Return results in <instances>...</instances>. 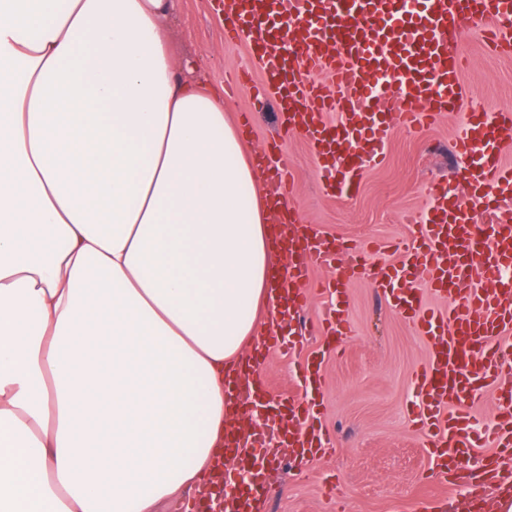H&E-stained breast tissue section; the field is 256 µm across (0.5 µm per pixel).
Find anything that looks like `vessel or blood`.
Returning a JSON list of instances; mask_svg holds the SVG:
<instances>
[{
	"mask_svg": "<svg viewBox=\"0 0 512 512\" xmlns=\"http://www.w3.org/2000/svg\"><path fill=\"white\" fill-rule=\"evenodd\" d=\"M487 17L490 46L511 51L512 0H224L226 40L255 32L254 58L265 75L261 90L277 100L285 131L307 136L329 193L356 191L359 174L378 161L391 128L418 131L462 110L455 149L476 162L468 172L473 193L452 198L446 185L436 184L424 234L407 246L401 266L377 274L385 296L429 342V362L417 376L424 404L415 421L433 427L441 407H448L438 444L452 455L472 452L473 424L464 407L490 386L498 391L501 414L485 433L496 445L512 443V385L505 382L512 375V210L504 206L512 199V168L498 154L500 134L512 128V110L490 112L466 95L465 59L453 48L465 23ZM329 112L337 113L336 124L325 122ZM279 248L286 261L278 272L277 324L262 338L268 350L291 347L277 325L304 310L309 266L334 272L322 288L338 296L343 282L362 272L342 264L340 241H323L314 232L282 234ZM410 277L446 300L447 311L400 289ZM263 366V357L248 355L243 373L227 383V403H281L289 415L273 433L243 438L231 432L224 451L237 465L224 471L228 485L235 483L237 467L265 471L280 448L330 451L326 433L314 425V404L297 392L273 394ZM480 471L483 487L511 483L512 455L487 460ZM263 493L258 483L232 495L224 512H253Z\"/></svg>",
	"mask_w": 512,
	"mask_h": 512,
	"instance_id": "1",
	"label": "vessel or blood"
}]
</instances>
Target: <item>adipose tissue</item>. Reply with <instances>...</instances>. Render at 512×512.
Masks as SVG:
<instances>
[{"label": "adipose tissue", "mask_w": 512, "mask_h": 512, "mask_svg": "<svg viewBox=\"0 0 512 512\" xmlns=\"http://www.w3.org/2000/svg\"><path fill=\"white\" fill-rule=\"evenodd\" d=\"M178 0H0V512H158L272 308L262 173Z\"/></svg>", "instance_id": "adipose-tissue-1"}]
</instances>
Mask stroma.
Returning <instances> with one entry per match:
<instances>
[{
	"instance_id": "obj_1",
	"label": "stroma",
	"mask_w": 512,
	"mask_h": 512,
	"mask_svg": "<svg viewBox=\"0 0 512 512\" xmlns=\"http://www.w3.org/2000/svg\"><path fill=\"white\" fill-rule=\"evenodd\" d=\"M179 3L172 26L184 55L200 59L217 84L235 72L252 75V84L224 99L234 121L255 115L245 137L249 153L261 155L278 144L279 158L290 165L288 197L300 223L343 241L366 270L345 286L350 338L339 349L329 346L323 332L332 300L318 286L329 271L311 269L304 283L308 303L301 325L309 350L322 355L317 423L330 434L334 451L309 460L301 474L282 462L266 477L263 512H503L502 492L487 491L476 505L432 470L430 438L412 417L419 400L413 375L426 365L429 347L413 321L384 298L374 277L379 268L404 260L405 245L421 232L418 220L429 211L436 182L466 193L462 171L470 161L452 151L457 114L447 113L418 133L391 130L383 161L362 171L357 192L326 195L307 137L284 133L276 102L256 98L253 84L262 73L248 39L226 44L224 20L210 0ZM458 49L467 59V94L481 97L492 110L512 107V55L489 48L476 26L465 31Z\"/></svg>"
}]
</instances>
